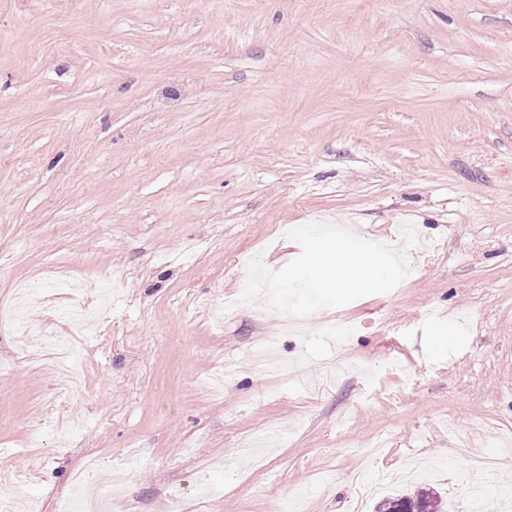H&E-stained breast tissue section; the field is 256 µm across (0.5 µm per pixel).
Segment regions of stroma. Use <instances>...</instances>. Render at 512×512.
Returning a JSON list of instances; mask_svg holds the SVG:
<instances>
[{"instance_id":"1","label":"stroma","mask_w":512,"mask_h":512,"mask_svg":"<svg viewBox=\"0 0 512 512\" xmlns=\"http://www.w3.org/2000/svg\"><path fill=\"white\" fill-rule=\"evenodd\" d=\"M400 246L392 291L308 317L256 300L308 224ZM69 268L110 340L86 395L0 329V467L56 512L87 458L112 512H365L433 486L512 508V0H0V304ZM342 323L343 332L330 329Z\"/></svg>"}]
</instances>
